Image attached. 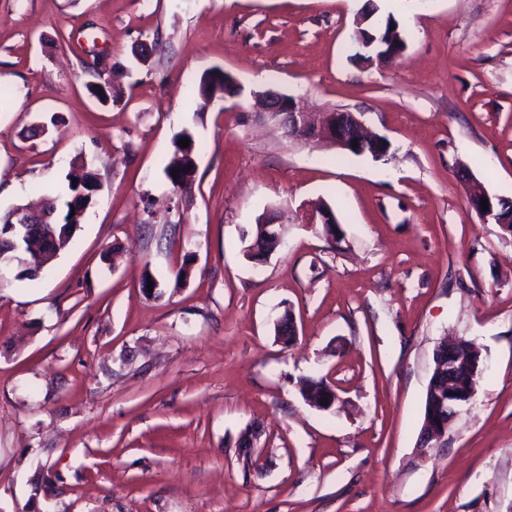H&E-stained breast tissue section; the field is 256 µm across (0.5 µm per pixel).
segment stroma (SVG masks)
Wrapping results in <instances>:
<instances>
[{
	"label": "stroma",
	"instance_id": "stroma-1",
	"mask_svg": "<svg viewBox=\"0 0 512 512\" xmlns=\"http://www.w3.org/2000/svg\"><path fill=\"white\" fill-rule=\"evenodd\" d=\"M376 3L405 31L388 67L350 58L365 0H0V213L66 201L78 158L100 183L36 280L0 265V512H512V234L468 203L474 179L512 198V0ZM215 68L236 107L202 104ZM268 88L355 113L386 156L286 137L250 107ZM321 203L342 246L301 222ZM450 337L484 379L425 444ZM278 220L279 218L274 212L268 211L263 217L259 219V224L256 225V237L254 245H257L263 252L267 253L268 255L277 248V236L270 235L268 230H261L260 224H267V228H269L274 226V224H277ZM268 255L264 256L263 258L252 259H254V261L257 263H263Z\"/></svg>",
	"mask_w": 512,
	"mask_h": 512
}]
</instances>
